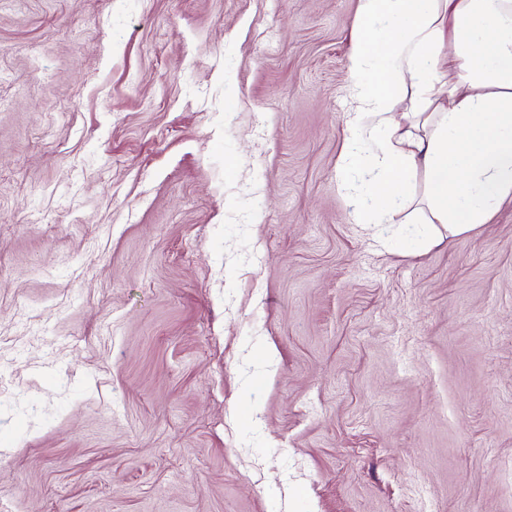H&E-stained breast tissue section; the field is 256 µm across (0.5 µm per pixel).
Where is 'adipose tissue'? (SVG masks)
Masks as SVG:
<instances>
[{"mask_svg":"<svg viewBox=\"0 0 512 512\" xmlns=\"http://www.w3.org/2000/svg\"><path fill=\"white\" fill-rule=\"evenodd\" d=\"M374 19L388 28L371 33ZM348 69L355 107L336 172L366 174L355 223L407 211L456 236L512 201V0H359Z\"/></svg>","mask_w":512,"mask_h":512,"instance_id":"obj_1","label":"adipose tissue"}]
</instances>
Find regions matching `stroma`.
I'll return each mask as SVG.
<instances>
[{"label":"stroma","mask_w":512,"mask_h":512,"mask_svg":"<svg viewBox=\"0 0 512 512\" xmlns=\"http://www.w3.org/2000/svg\"><path fill=\"white\" fill-rule=\"evenodd\" d=\"M358 0H0V512H512V202L336 176Z\"/></svg>","instance_id":"stroma-1"}]
</instances>
